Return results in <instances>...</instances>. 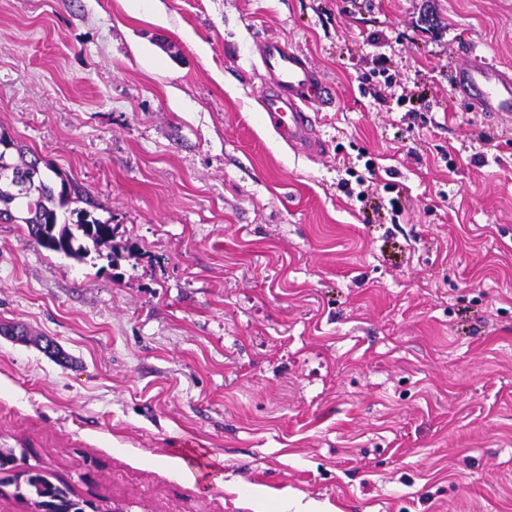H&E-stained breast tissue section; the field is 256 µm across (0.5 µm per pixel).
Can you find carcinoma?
Returning a JSON list of instances; mask_svg holds the SVG:
<instances>
[{
	"instance_id": "obj_1",
	"label": "carcinoma",
	"mask_w": 512,
	"mask_h": 512,
	"mask_svg": "<svg viewBox=\"0 0 512 512\" xmlns=\"http://www.w3.org/2000/svg\"><path fill=\"white\" fill-rule=\"evenodd\" d=\"M0 223L24 224L38 246L80 260L89 242L95 249L109 247L112 225L96 218L91 195L67 180L55 181L51 168L33 151L0 133ZM24 493L36 498L35 506L47 512H85L87 501L69 497L59 486L35 472L26 480Z\"/></svg>"
}]
</instances>
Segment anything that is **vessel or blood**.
<instances>
[{"label":"vessel or blood","mask_w":512,"mask_h":512,"mask_svg":"<svg viewBox=\"0 0 512 512\" xmlns=\"http://www.w3.org/2000/svg\"><path fill=\"white\" fill-rule=\"evenodd\" d=\"M260 61V96L267 121L290 146L318 153L320 137L308 107L315 102L332 106L331 85L277 38L263 41ZM455 84L461 99L474 111L490 113L504 124L512 122L511 69H499L476 56L456 73Z\"/></svg>","instance_id":"b4317fda"}]
</instances>
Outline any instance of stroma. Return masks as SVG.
I'll list each match as a JSON object with an SVG mask.
<instances>
[{
	"mask_svg": "<svg viewBox=\"0 0 512 512\" xmlns=\"http://www.w3.org/2000/svg\"><path fill=\"white\" fill-rule=\"evenodd\" d=\"M138 2L0 0V132L119 253L0 223V448L99 512H512V126L453 82L512 0ZM268 34L335 89L320 154ZM260 61V96L266 120L290 146L317 154L320 137L307 109L313 102L331 107V85L298 52L275 37L263 41Z\"/></svg>",
	"mask_w": 512,
	"mask_h": 512,
	"instance_id": "1",
	"label": "stroma"
}]
</instances>
